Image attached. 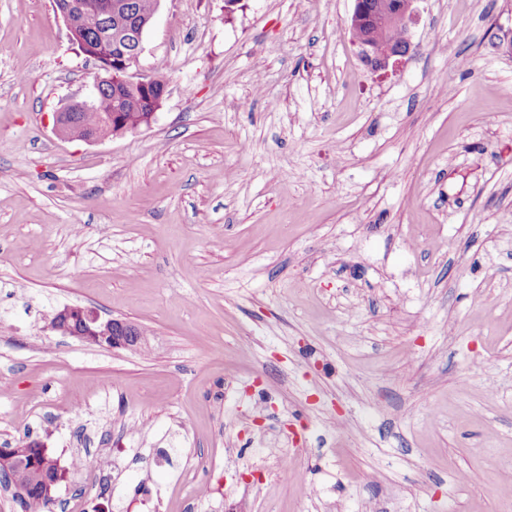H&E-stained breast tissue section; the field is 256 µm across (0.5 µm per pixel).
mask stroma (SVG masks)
Segmentation results:
<instances>
[{"instance_id":"1","label":"stroma","mask_w":512,"mask_h":512,"mask_svg":"<svg viewBox=\"0 0 512 512\" xmlns=\"http://www.w3.org/2000/svg\"><path fill=\"white\" fill-rule=\"evenodd\" d=\"M353 5L160 0L162 106L89 143L53 117L93 61L0 0V447L55 512H512V0H420L388 76ZM60 324L72 325L67 335L79 341L103 349H136L146 340L136 324L120 319H103L95 311L81 307H66L52 318L51 329L63 332ZM74 324H77L74 328ZM21 460L24 462L28 461L31 466L40 467L44 472H50L51 474H54L51 479H46L43 488L44 496L53 500L55 487L61 480L60 476L62 472L59 469L57 462L47 455L41 442L37 440L26 442L20 446H17L16 448H0V469L6 470L11 474L9 483L5 484L3 482L1 489H8L13 487L18 495L22 496L23 498L25 497L26 487L24 479L21 477L22 471L20 470L15 473V467ZM41 489L42 482L40 480V476L36 474V476L31 479V488L25 503H23L25 508H29V505L32 503H37L40 512H50L45 511V509L52 508L54 502L43 497Z\"/></svg>"}]
</instances>
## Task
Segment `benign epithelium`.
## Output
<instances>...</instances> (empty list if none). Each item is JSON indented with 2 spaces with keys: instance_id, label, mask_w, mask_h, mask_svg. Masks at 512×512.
<instances>
[{
  "instance_id": "1",
  "label": "benign epithelium",
  "mask_w": 512,
  "mask_h": 512,
  "mask_svg": "<svg viewBox=\"0 0 512 512\" xmlns=\"http://www.w3.org/2000/svg\"><path fill=\"white\" fill-rule=\"evenodd\" d=\"M417 2L418 0H354V8L348 19V30L354 34L352 44L357 48L358 55L373 72L387 75L400 71L404 66L412 50L409 32L419 18ZM96 8L110 27L124 37L123 43L116 42L107 32L92 39L87 38L84 23L91 6L75 0H58L55 3V12L65 22L70 40L87 58L97 63L90 95L83 100L71 102L56 114L55 131L62 138L94 142L139 128L137 124L121 120L110 124L108 130L91 134H82L75 129L76 113L85 111L92 99L103 91L112 93L116 112L124 111L125 92L131 89L140 91L145 97L147 111L152 119L155 118L165 94L166 85L163 79L157 76L137 77L132 73V69L138 64L143 36L152 18L133 23L115 0H101ZM380 28L400 29L403 39L398 43L384 40L376 35ZM62 324L73 326L70 336L87 345L103 349H136L146 340L136 324L120 318L103 319L98 313L81 307H66L57 312L51 320V329L61 333ZM22 460L52 473V477L46 479L43 494L48 499L54 498L61 470L37 440L16 448H0V469L10 473L9 483L0 487L13 488L22 497L26 495L24 479L21 473L15 471L16 465Z\"/></svg>"
}]
</instances>
